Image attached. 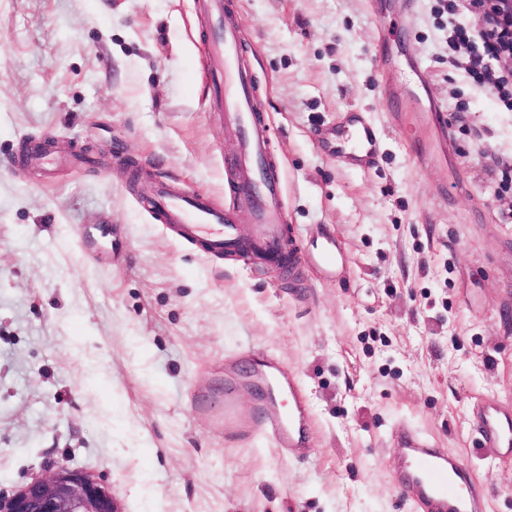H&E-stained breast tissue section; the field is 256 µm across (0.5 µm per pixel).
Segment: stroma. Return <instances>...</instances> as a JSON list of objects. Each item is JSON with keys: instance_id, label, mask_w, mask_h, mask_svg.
<instances>
[{"instance_id": "1", "label": "stroma", "mask_w": 512, "mask_h": 512, "mask_svg": "<svg viewBox=\"0 0 512 512\" xmlns=\"http://www.w3.org/2000/svg\"><path fill=\"white\" fill-rule=\"evenodd\" d=\"M439 2L225 0L287 227L346 256L294 282L180 240L148 192L205 194L255 234L194 0H0L1 496L62 463L123 512H413L406 422L512 512V457L473 426L483 399L512 410V112L449 64ZM353 112L380 144L365 171L336 161ZM45 139L51 164L16 167ZM270 355L310 401L308 459L191 403L223 405L226 360Z\"/></svg>"}]
</instances>
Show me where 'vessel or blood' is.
Instances as JSON below:
<instances>
[{"mask_svg": "<svg viewBox=\"0 0 512 512\" xmlns=\"http://www.w3.org/2000/svg\"><path fill=\"white\" fill-rule=\"evenodd\" d=\"M195 5L210 29L202 46L208 96L215 108L231 111L240 144L239 155L229 159L227 166L233 172L234 195L252 211L259 226L253 244L259 251L287 247L289 269L302 268L304 259L296 239L285 236L281 175L269 158L267 126L257 112L251 79L238 61V31L225 19L224 0H195ZM375 153L373 130L364 125L354 127L344 161L363 169ZM152 193L164 223L179 238L199 243L212 254L239 251L241 237L231 214L206 197L167 184L154 185ZM256 375L264 384L265 395L254 433L270 438L281 453L306 455L312 417L295 377L284 373L274 361L258 369ZM215 418L223 422L227 435H242L233 396H225L224 407ZM474 424L484 447H512V412L498 401L484 400ZM392 441L399 450V487L414 512H484L486 490L473 481L455 455L406 424L393 431Z\"/></svg>", "mask_w": 512, "mask_h": 512, "instance_id": "obj_1", "label": "vessel or blood"}]
</instances>
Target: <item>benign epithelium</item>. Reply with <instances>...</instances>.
I'll return each mask as SVG.
<instances>
[{
    "mask_svg": "<svg viewBox=\"0 0 512 512\" xmlns=\"http://www.w3.org/2000/svg\"><path fill=\"white\" fill-rule=\"evenodd\" d=\"M489 27L505 26L509 39L497 60L512 69V0H484ZM0 512H122L108 484L96 476L59 466L10 496H0Z\"/></svg>",
    "mask_w": 512,
    "mask_h": 512,
    "instance_id": "1",
    "label": "benign epithelium"
}]
</instances>
